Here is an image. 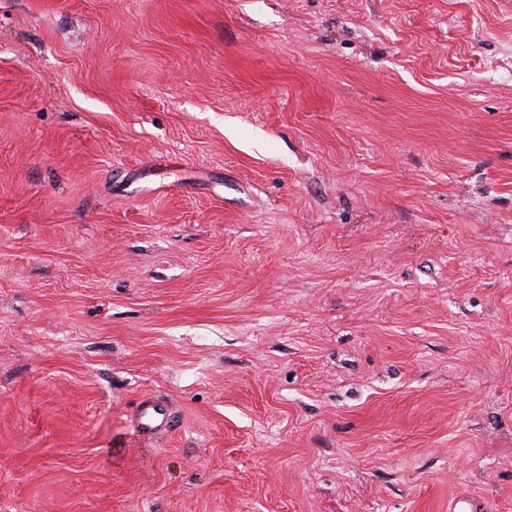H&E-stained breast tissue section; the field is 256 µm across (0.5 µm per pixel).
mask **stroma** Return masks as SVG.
Returning a JSON list of instances; mask_svg holds the SVG:
<instances>
[{"label": "stroma", "mask_w": 512, "mask_h": 512, "mask_svg": "<svg viewBox=\"0 0 512 512\" xmlns=\"http://www.w3.org/2000/svg\"><path fill=\"white\" fill-rule=\"evenodd\" d=\"M461 492L512 512V0H0V512ZM174 426V417L167 404L155 400H144L140 404L137 432L144 442H151L159 435L169 432Z\"/></svg>", "instance_id": "1"}]
</instances>
